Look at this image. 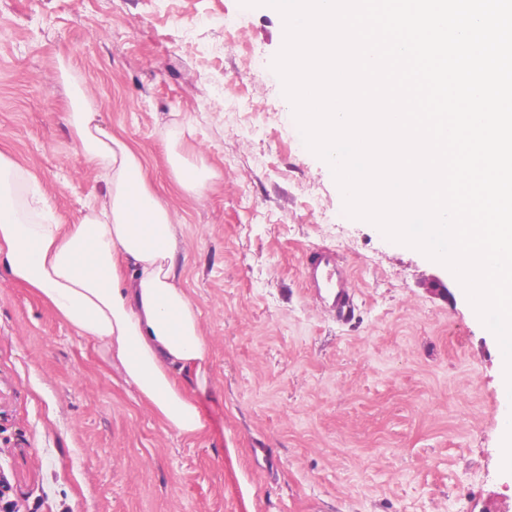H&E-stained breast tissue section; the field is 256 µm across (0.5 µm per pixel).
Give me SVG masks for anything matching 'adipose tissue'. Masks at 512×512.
<instances>
[{"label": "adipose tissue", "instance_id": "adipose-tissue-1", "mask_svg": "<svg viewBox=\"0 0 512 512\" xmlns=\"http://www.w3.org/2000/svg\"><path fill=\"white\" fill-rule=\"evenodd\" d=\"M66 121L106 192L78 222L54 223L41 188L0 153V267L103 355L168 430L204 434L189 388L205 387L210 348L179 271L183 224L143 155L92 104Z\"/></svg>", "mask_w": 512, "mask_h": 512}]
</instances>
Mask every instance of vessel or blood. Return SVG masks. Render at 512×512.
<instances>
[{
	"label": "vessel or blood",
	"instance_id": "obj_1",
	"mask_svg": "<svg viewBox=\"0 0 512 512\" xmlns=\"http://www.w3.org/2000/svg\"><path fill=\"white\" fill-rule=\"evenodd\" d=\"M304 277L307 287L328 295L330 307L339 320L352 317L354 303L350 277L337 262L335 252L325 249L310 253L304 264Z\"/></svg>",
	"mask_w": 512,
	"mask_h": 512
}]
</instances>
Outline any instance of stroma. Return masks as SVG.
I'll list each match as a JSON object with an SVG mask.
<instances>
[{"mask_svg":"<svg viewBox=\"0 0 512 512\" xmlns=\"http://www.w3.org/2000/svg\"><path fill=\"white\" fill-rule=\"evenodd\" d=\"M239 0H0V152L59 223L104 195L65 121L74 90L144 155L185 222L211 351L209 432L166 430L108 360L0 270V464L42 512H512L497 346L447 269L344 212ZM216 173L204 200L168 150ZM329 248L355 316L303 265Z\"/></svg>","mask_w":512,"mask_h":512,"instance_id":"1","label":"stroma"}]
</instances>
